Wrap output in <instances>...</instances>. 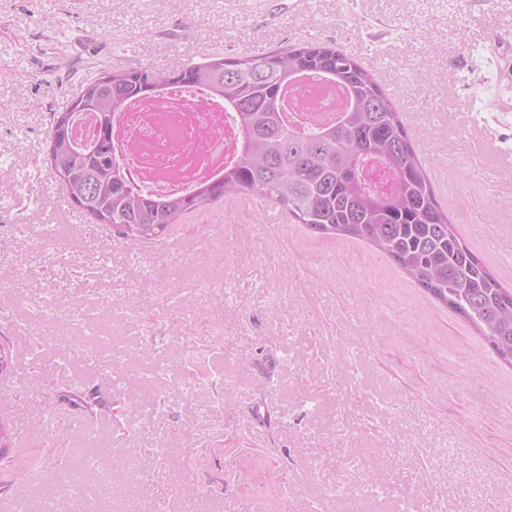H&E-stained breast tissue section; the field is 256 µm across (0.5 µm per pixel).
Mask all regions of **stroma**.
Returning a JSON list of instances; mask_svg holds the SVG:
<instances>
[{"mask_svg": "<svg viewBox=\"0 0 512 512\" xmlns=\"http://www.w3.org/2000/svg\"><path fill=\"white\" fill-rule=\"evenodd\" d=\"M308 41L370 62L512 289V0H0V512H512V365L392 260L251 194L125 237L43 162L103 72Z\"/></svg>", "mask_w": 512, "mask_h": 512, "instance_id": "stroma-1", "label": "stroma"}]
</instances>
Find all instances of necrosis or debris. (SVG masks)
I'll return each instance as SVG.
<instances>
[{
    "label": "necrosis or debris",
    "mask_w": 512,
    "mask_h": 512,
    "mask_svg": "<svg viewBox=\"0 0 512 512\" xmlns=\"http://www.w3.org/2000/svg\"><path fill=\"white\" fill-rule=\"evenodd\" d=\"M118 157L129 168L133 187L146 194L185 193L224 169L228 131L224 106L202 89L168 90L160 100L129 103L118 115ZM209 143L205 154L189 153L196 139Z\"/></svg>",
    "instance_id": "1"
}]
</instances>
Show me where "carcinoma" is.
<instances>
[{
	"label": "carcinoma",
	"instance_id": "obj_1",
	"mask_svg": "<svg viewBox=\"0 0 512 512\" xmlns=\"http://www.w3.org/2000/svg\"><path fill=\"white\" fill-rule=\"evenodd\" d=\"M88 82L96 120L93 151L73 128L52 124L46 163L71 205L96 224L153 238L188 213L240 193L282 208L319 236L364 239L442 305L512 352V290L459 237L438 202L400 112L371 69L328 43L306 42L244 57L212 56L166 71L138 68ZM332 84L345 95L333 119L289 117L284 91ZM171 86L203 88L224 101L236 147L221 177L188 195L135 190L114 153L116 113Z\"/></svg>",
	"mask_w": 512,
	"mask_h": 512
}]
</instances>
